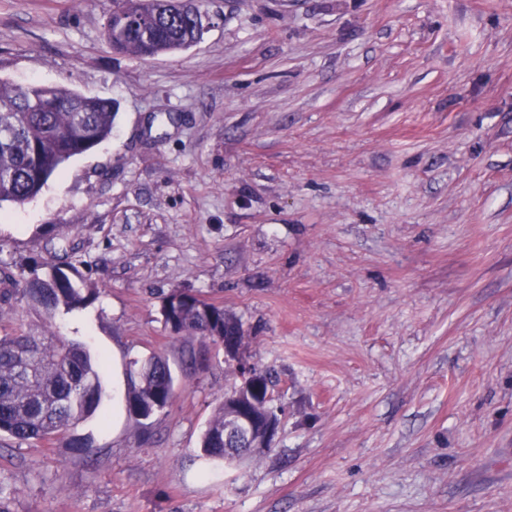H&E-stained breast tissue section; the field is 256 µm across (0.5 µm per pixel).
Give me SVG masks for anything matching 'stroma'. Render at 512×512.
<instances>
[{
    "mask_svg": "<svg viewBox=\"0 0 512 512\" xmlns=\"http://www.w3.org/2000/svg\"><path fill=\"white\" fill-rule=\"evenodd\" d=\"M112 0H0V81L115 101L111 139L0 204V279L71 264L104 356L88 450L0 436V512H512V0H204L188 49L113 51ZM223 305L269 448L214 466L235 383L175 335ZM176 396L126 411L132 360ZM162 313L165 323L175 335L200 336L212 345L224 349L228 359H239L240 348L236 351L235 348L225 345L224 336H237L238 344L241 346L243 326L239 320L227 315L222 305L208 302L194 294L174 292L166 297ZM225 323H232L240 329V335L238 336L233 328L225 326Z\"/></svg>",
    "mask_w": 512,
    "mask_h": 512,
    "instance_id": "35a3bbf8",
    "label": "stroma"
}]
</instances>
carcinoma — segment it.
I'll return each instance as SVG.
<instances>
[{
    "label": "carcinoma",
    "mask_w": 512,
    "mask_h": 512,
    "mask_svg": "<svg viewBox=\"0 0 512 512\" xmlns=\"http://www.w3.org/2000/svg\"><path fill=\"white\" fill-rule=\"evenodd\" d=\"M141 0H113L105 22L109 45L122 53L147 58L187 49L198 42L200 0H162L132 20ZM116 104L86 96L63 85H8L0 81V203L25 204L71 158L89 152L112 136ZM0 290V301L25 302L51 321L58 314L82 309L96 299L62 268L31 275L20 273ZM165 323L180 337L199 336L224 347V324L243 329L224 306L197 295L173 292L166 297ZM102 359L86 344L49 329L22 325L0 331V434L19 442L46 440L76 453L87 444L72 434L88 417L101 412L104 390ZM175 380L160 354L133 362L126 407L137 420H147L169 407ZM230 399L218 406L201 437L200 448L213 464H232L248 452L224 456V415Z\"/></svg>",
    "instance_id": "1"
}]
</instances>
